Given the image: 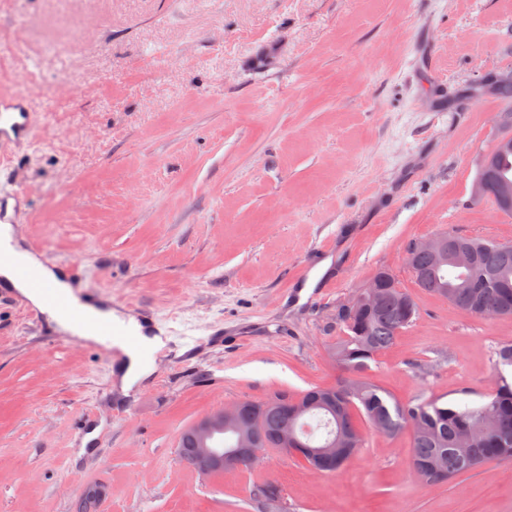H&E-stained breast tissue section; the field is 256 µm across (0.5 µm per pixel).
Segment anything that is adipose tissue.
Returning <instances> with one entry per match:
<instances>
[{
    "label": "adipose tissue",
    "instance_id": "adipose-tissue-1",
    "mask_svg": "<svg viewBox=\"0 0 512 512\" xmlns=\"http://www.w3.org/2000/svg\"><path fill=\"white\" fill-rule=\"evenodd\" d=\"M0 253L9 256L8 262L0 264V275L8 281H16L18 273L24 272L46 281L55 282L61 292H69V285L65 281L59 280L57 274L47 268L38 257L16 248L11 225H0ZM46 310L51 320L61 327L73 328L78 336L87 340H98V322L103 318L113 324L117 332L135 334L137 344L126 348V358L120 365L122 373L120 390L124 393L128 392L140 378L150 373L154 354L166 345L163 335L143 332L141 325L135 319L126 320L111 311L102 313L91 307L86 308L83 322L75 325L71 322L68 309L46 308Z\"/></svg>",
    "mask_w": 512,
    "mask_h": 512
}]
</instances>
